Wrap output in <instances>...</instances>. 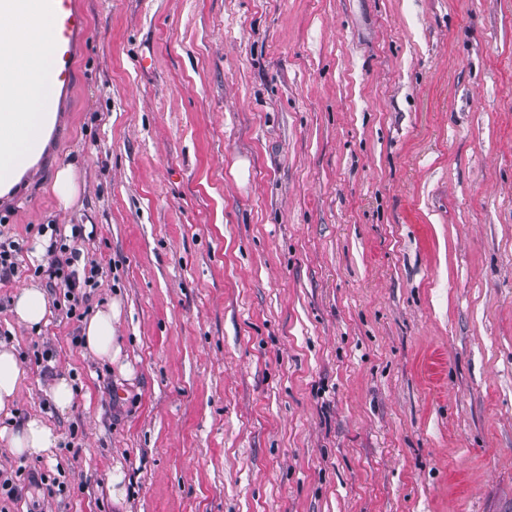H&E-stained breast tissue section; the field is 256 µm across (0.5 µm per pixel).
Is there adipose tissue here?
<instances>
[{"label": "adipose tissue", "instance_id": "ef3b65f1", "mask_svg": "<svg viewBox=\"0 0 512 512\" xmlns=\"http://www.w3.org/2000/svg\"><path fill=\"white\" fill-rule=\"evenodd\" d=\"M16 36L12 54L17 60V88L21 111L39 115L40 99L51 89L52 59L48 54L50 22L38 17L22 18L15 23ZM113 309L97 310L83 324L85 348L102 360H111L114 330ZM22 372L13 348L0 344V414L12 417ZM0 440L5 441L18 456L35 459L47 455L58 443L54 428L42 418L33 416L15 429L0 428Z\"/></svg>", "mask_w": 512, "mask_h": 512}]
</instances>
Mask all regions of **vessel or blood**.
I'll return each instance as SVG.
<instances>
[{
    "label": "vessel or blood",
    "mask_w": 512,
    "mask_h": 512,
    "mask_svg": "<svg viewBox=\"0 0 512 512\" xmlns=\"http://www.w3.org/2000/svg\"><path fill=\"white\" fill-rule=\"evenodd\" d=\"M44 16L51 22L48 49L54 61L55 92L44 103L47 127L53 137H63L70 123L68 104L75 87L76 53L89 31V21L79 0H0V109L11 111L14 128L24 127L25 113L16 109L15 76L8 49L13 40V23L22 17ZM45 139L32 140L26 151H19L12 131L0 129V215L12 211L33 178L51 157Z\"/></svg>",
    "instance_id": "b4317fda"
}]
</instances>
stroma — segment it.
I'll use <instances>...</instances> for the list:
<instances>
[{"label": "stroma", "instance_id": "obj_1", "mask_svg": "<svg viewBox=\"0 0 512 512\" xmlns=\"http://www.w3.org/2000/svg\"><path fill=\"white\" fill-rule=\"evenodd\" d=\"M83 7L79 194L50 168L0 219V427L59 435L0 442V512H512V0ZM56 227L99 268L74 309L32 271ZM53 192L60 205L65 208L74 202L78 193V186L72 166L63 167L57 171L53 183ZM15 319L26 326H38L47 313V300L42 288L30 285L22 288L12 302ZM113 305L98 309L83 324L84 347L99 359L112 362L114 330L112 325ZM22 379L16 352L12 346L0 344V414L10 418ZM49 396L59 411L68 410L74 401V391L70 381L66 377L55 379L50 387ZM0 440H5L16 456L35 459L56 448L58 435L42 418L33 416L16 429L0 428Z\"/></svg>", "mask_w": 512, "mask_h": 512}]
</instances>
